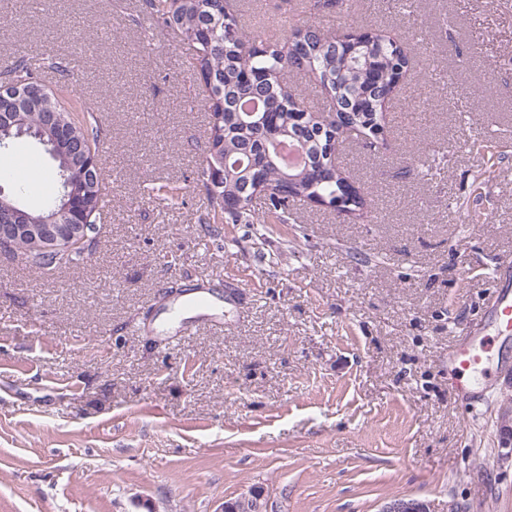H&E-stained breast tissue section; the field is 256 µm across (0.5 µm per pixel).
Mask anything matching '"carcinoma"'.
<instances>
[{
	"instance_id": "carcinoma-1",
	"label": "carcinoma",
	"mask_w": 512,
	"mask_h": 512,
	"mask_svg": "<svg viewBox=\"0 0 512 512\" xmlns=\"http://www.w3.org/2000/svg\"><path fill=\"white\" fill-rule=\"evenodd\" d=\"M144 11L149 19L174 32L192 47L189 59L192 70L204 79L213 72L219 76L221 99L226 104L224 117L212 122L206 141V196L203 201L208 223L222 224L229 216L235 224H254L256 209H264L275 224L288 223V203L305 201L315 197L343 200L352 213H364L368 201L362 189L346 175L340 166H333L327 151L328 133L316 138L307 134L298 136L300 113L296 99L276 90L278 75L286 67L310 71L322 90L330 98V111L336 113V125L345 128L347 135L363 139L376 136L381 126L385 101L393 94L401 70L407 64L399 52L381 32L372 33L373 48L356 63L342 52L330 50L326 34L312 23H304V34L294 40L283 52L276 42L261 35L247 36L243 32L240 15L229 20L238 31L233 41L225 39V27L197 28L196 18L205 13H216L211 0H143ZM55 71L61 78L75 76L70 58L51 54L39 64L35 59L21 55L4 69V83L24 85L37 79L40 70ZM257 100L260 112L265 114L263 129L257 130L241 122L235 113L243 111V105ZM80 138L85 142L98 143L101 129L81 118L78 121ZM231 155L230 164L238 161L255 163L261 167L265 181L272 189L283 194L253 196L241 194V182L248 178L243 171L225 176L222 186L215 185L211 161L221 154ZM25 188L18 186L4 196L0 204H6L36 218H48L62 204V196L56 193L44 199L36 209L23 201ZM155 198L168 206L184 204L181 187L169 183L151 188ZM105 208L103 196L84 198L87 234L95 232V223L101 219ZM17 248L41 269L51 270L58 266L76 264L81 257L78 248L65 249L47 245L32 250L22 239L15 241Z\"/></svg>"
}]
</instances>
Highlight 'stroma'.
Masks as SVG:
<instances>
[{"label":"stroma","mask_w":512,"mask_h":512,"mask_svg":"<svg viewBox=\"0 0 512 512\" xmlns=\"http://www.w3.org/2000/svg\"><path fill=\"white\" fill-rule=\"evenodd\" d=\"M231 2L250 35L384 31L433 75L411 71L375 150L342 139L366 217L301 201L291 223L204 237L210 112L181 36L142 0H48L46 22L0 0V69L78 61L75 80L41 79L101 117L108 194L84 261L0 253V512H224L256 490L265 512H512V336L488 316L512 285V0ZM422 154L435 177L413 172ZM23 156L47 175L29 201L55 194L40 146L0 149ZM159 180L183 187L180 210L143 199ZM228 282L223 324L140 333L164 296ZM479 330L495 343L470 384L449 358Z\"/></svg>","instance_id":"stroma-1"}]
</instances>
